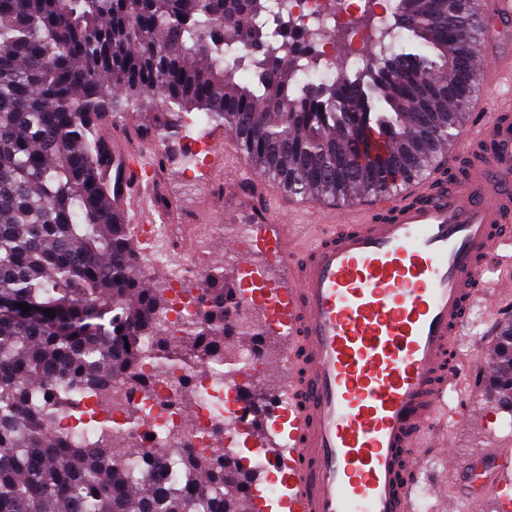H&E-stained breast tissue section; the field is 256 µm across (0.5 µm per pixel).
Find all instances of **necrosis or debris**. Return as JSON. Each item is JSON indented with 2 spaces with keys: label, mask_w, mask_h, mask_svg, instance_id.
<instances>
[{
  "label": "necrosis or debris",
  "mask_w": 512,
  "mask_h": 512,
  "mask_svg": "<svg viewBox=\"0 0 512 512\" xmlns=\"http://www.w3.org/2000/svg\"><path fill=\"white\" fill-rule=\"evenodd\" d=\"M379 0H300L293 17L298 30H320L326 27L341 32L334 56L353 62L363 57L368 33L361 23ZM141 348L146 357L141 371L148 377L145 392L129 393L125 387L112 385L107 391L80 396L81 407L103 409L102 421L121 422L136 414L144 420L143 432L150 435L151 447L165 449L168 458H178L184 445L203 449L223 441L226 430L242 418L246 389L243 380L261 376L262 358L253 352L241 353L234 369H226L223 354L211 357L199 371L190 367H174L158 372L151 353L152 337H145ZM195 388L197 410H182L186 388Z\"/></svg>",
  "instance_id": "4bbe7bcc"
}]
</instances>
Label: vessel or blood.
I'll return each instance as SVG.
<instances>
[{
	"label": "vessel or blood",
	"instance_id": "1",
	"mask_svg": "<svg viewBox=\"0 0 512 512\" xmlns=\"http://www.w3.org/2000/svg\"><path fill=\"white\" fill-rule=\"evenodd\" d=\"M481 73L502 94L448 148L468 155L463 178L434 171L361 202L272 195L266 223L225 244L242 269L256 270L265 253L285 270L277 285L241 295L288 342L272 425L258 435L282 476L283 512H415L433 456L439 512H482L484 497L512 489V448H495L479 493L448 490L462 472L448 431L467 420L448 397L466 396L492 371L458 339L474 304L493 326L512 318V50ZM150 165L113 134L112 188L124 214H143ZM216 168L245 174L236 139L225 140Z\"/></svg>",
	"mask_w": 512,
	"mask_h": 512
}]
</instances>
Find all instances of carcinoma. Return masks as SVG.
Listing matches in <instances>:
<instances>
[{"mask_svg":"<svg viewBox=\"0 0 512 512\" xmlns=\"http://www.w3.org/2000/svg\"><path fill=\"white\" fill-rule=\"evenodd\" d=\"M290 0H0V512H256L242 459L184 453L166 485L165 453L122 455L140 418L101 431L97 448L57 434L83 421L77 389L142 387L138 348L157 337L163 366L205 363L234 335L238 291L212 268L195 318L170 344L163 290L112 198L106 117L163 99L181 138L202 111L246 163L290 196L394 190L422 177L462 131L480 91L474 49L488 23L475 0H395L376 18L373 54L316 79L325 33L288 53ZM31 306L26 313L18 304ZM53 314L46 315V310ZM494 387L512 405V324L499 333Z\"/></svg>","mask_w":512,"mask_h":512,"instance_id":"cac0c4a2","label":"carcinoma"}]
</instances>
